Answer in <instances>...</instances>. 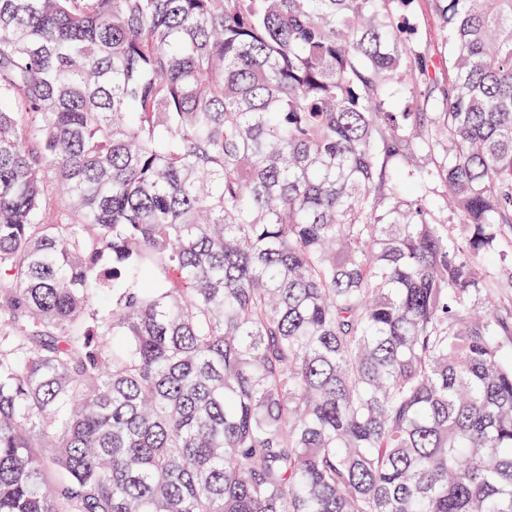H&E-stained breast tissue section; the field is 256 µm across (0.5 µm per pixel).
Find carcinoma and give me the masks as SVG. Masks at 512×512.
<instances>
[{"label": "carcinoma", "instance_id": "carcinoma-1", "mask_svg": "<svg viewBox=\"0 0 512 512\" xmlns=\"http://www.w3.org/2000/svg\"><path fill=\"white\" fill-rule=\"evenodd\" d=\"M412 2L0 0V512H512V0ZM410 22L414 32L413 43L436 60H441L440 55L443 56L444 48L441 49L435 39L437 22L430 0H415L411 8Z\"/></svg>", "mask_w": 512, "mask_h": 512}]
</instances>
